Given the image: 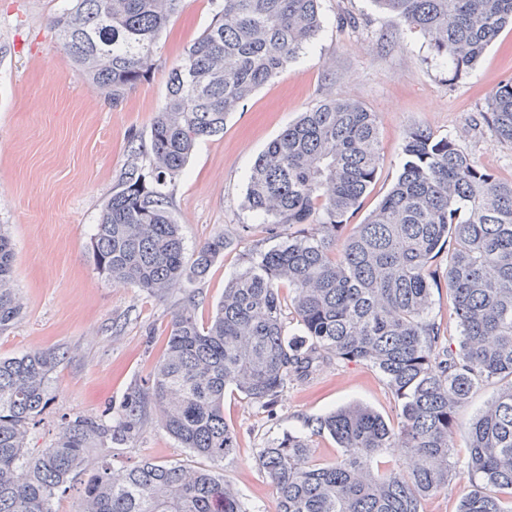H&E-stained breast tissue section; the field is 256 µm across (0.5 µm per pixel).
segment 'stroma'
<instances>
[{"label": "stroma", "instance_id": "1", "mask_svg": "<svg viewBox=\"0 0 512 512\" xmlns=\"http://www.w3.org/2000/svg\"><path fill=\"white\" fill-rule=\"evenodd\" d=\"M68 0H0V225L14 247V287L22 313L0 334V357L55 349L63 358L50 381L53 399L38 416L29 445L52 443L65 416L102 417L144 384L161 356L174 313L186 297H158L105 279L89 254L105 199L123 171L131 135L148 137L167 89L168 72L209 24L212 0H184L160 35L149 74L110 103L80 79L62 55L53 20ZM323 26L273 80L226 120L222 133L198 142L179 179L173 212L187 250L216 234L230 242L196 292L208 322L224 287L254 249L269 248L287 229L258 223L245 208L256 157L302 112L328 98L358 100L379 116L380 160L353 223L388 192L403 163V139L415 127L455 139L495 173L512 175V144L480 117L497 84L512 77V29H504L478 66L451 80L429 41L372 0H320ZM362 403L389 425L398 405L370 366L324 364L308 382H290L264 407L235 389L224 418L237 435L235 455L210 463L179 446L148 413L138 434L113 444L114 473L141 462L223 471L245 502L276 512L277 494L257 462L269 439L299 429L306 417Z\"/></svg>", "mask_w": 512, "mask_h": 512}]
</instances>
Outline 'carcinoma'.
Returning <instances> with one entry per match:
<instances>
[{"mask_svg": "<svg viewBox=\"0 0 512 512\" xmlns=\"http://www.w3.org/2000/svg\"><path fill=\"white\" fill-rule=\"evenodd\" d=\"M184 0H70L54 20L79 78L117 105L144 78L157 40ZM429 40L458 79L477 66L512 0H373ZM319 0H223L199 39L168 73L149 148L131 137L130 160L105 201L90 242L97 272L156 296L207 276L228 241L217 234L186 261L172 211L177 181L196 144L224 131L227 116L274 79L321 28ZM483 118L512 143V78L491 92ZM379 205L345 235L379 167L376 113L349 98L303 113L259 154L247 207L269 224L305 228L251 252L224 287L206 324L195 296L174 313L153 374L117 417L74 415L34 455L27 439L52 397L59 352L0 358V512H55L58 492L86 475L77 512H260L206 468L145 461L121 477L104 453L135 436L147 407L182 448L210 461L232 457L224 421L234 387L263 406L290 380H310L331 359L375 369L397 401L398 427L349 405L304 419L259 450L278 512H420L448 492L459 470L471 490L458 512H512V177L479 166L455 140L416 128ZM447 254L444 272L434 263ZM9 237L0 229V334L21 314ZM452 295L456 335L431 315L440 279ZM292 288L301 333L286 332L279 290ZM496 394L452 451L457 416L472 395ZM330 436L336 462L313 461L314 438ZM389 448L402 456L378 464Z\"/></svg>", "mask_w": 512, "mask_h": 512, "instance_id": "cac0c4a2", "label": "carcinoma"}]
</instances>
